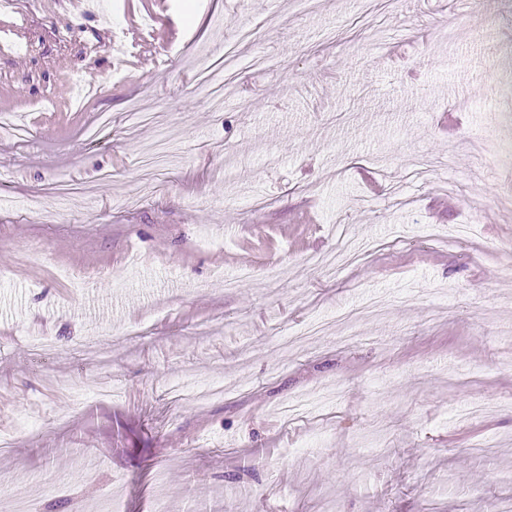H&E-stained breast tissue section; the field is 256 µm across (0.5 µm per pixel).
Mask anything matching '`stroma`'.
<instances>
[{
  "label": "stroma",
  "mask_w": 512,
  "mask_h": 512,
  "mask_svg": "<svg viewBox=\"0 0 512 512\" xmlns=\"http://www.w3.org/2000/svg\"><path fill=\"white\" fill-rule=\"evenodd\" d=\"M151 9L0 5V496L512 499V0ZM224 35L241 65L217 112L198 74ZM411 156L454 168L410 183ZM62 190L56 223L25 210ZM361 255L359 250L343 247L334 253H324L313 256L309 261L315 266H343L355 262Z\"/></svg>",
  "instance_id": "1"
}]
</instances>
